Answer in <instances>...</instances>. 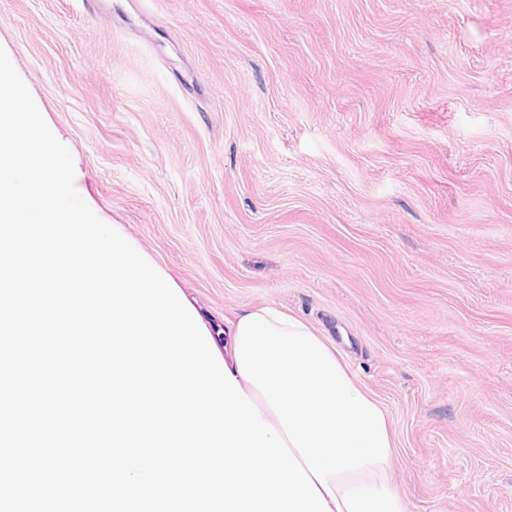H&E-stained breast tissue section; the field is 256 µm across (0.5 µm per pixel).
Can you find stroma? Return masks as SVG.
Wrapping results in <instances>:
<instances>
[{"instance_id": "stroma-1", "label": "stroma", "mask_w": 512, "mask_h": 512, "mask_svg": "<svg viewBox=\"0 0 512 512\" xmlns=\"http://www.w3.org/2000/svg\"><path fill=\"white\" fill-rule=\"evenodd\" d=\"M0 47L203 321L338 344L408 512H512V0H0Z\"/></svg>"}]
</instances>
